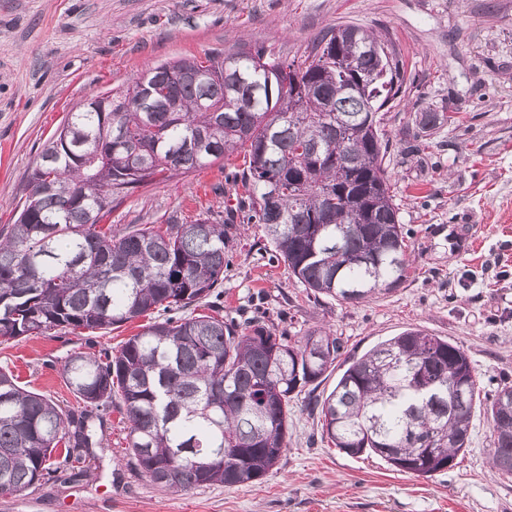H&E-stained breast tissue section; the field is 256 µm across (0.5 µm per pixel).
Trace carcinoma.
<instances>
[{
    "instance_id": "1",
    "label": "carcinoma",
    "mask_w": 512,
    "mask_h": 512,
    "mask_svg": "<svg viewBox=\"0 0 512 512\" xmlns=\"http://www.w3.org/2000/svg\"><path fill=\"white\" fill-rule=\"evenodd\" d=\"M382 36L328 30L303 60L240 47L181 59L217 74L144 71L165 95L134 83L110 112L81 108L46 143L15 223L0 229V345L48 331L120 326L159 309L206 313L141 326L113 355L71 353L63 374L80 409L63 411L0 369V496L60 469L90 472L89 422L112 407L129 427L131 469L174 493L261 479L288 448V418L304 397L321 437L351 456L431 477L455 466L480 401L463 349L407 330L359 357L322 329L292 336L256 315L239 323L210 302L224 284L233 225L138 224L114 232L112 203L160 179L244 150L239 211L262 224L307 297L359 303L399 288L412 268L385 167L379 112L400 99L405 63L372 51ZM178 111H167L169 102ZM421 133L455 122L422 112ZM345 366L328 394L316 390ZM489 464L512 477V385L485 399Z\"/></svg>"
}]
</instances>
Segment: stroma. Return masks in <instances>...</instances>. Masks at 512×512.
Returning a JSON list of instances; mask_svg holds the SVG:
<instances>
[{
    "instance_id": "35a3bbf8",
    "label": "stroma",
    "mask_w": 512,
    "mask_h": 512,
    "mask_svg": "<svg viewBox=\"0 0 512 512\" xmlns=\"http://www.w3.org/2000/svg\"><path fill=\"white\" fill-rule=\"evenodd\" d=\"M339 24L389 29L408 66L406 94L384 115L388 174L414 259L400 288L359 304L309 301L287 266L270 262L263 226L235 214L238 155L138 189L103 222L121 230L172 216L233 219L225 316L241 322L260 308L294 333L326 327L358 355L419 328L463 348L482 391L512 383V0H0V227L14 222L38 154L86 96L122 89L150 64L241 45L299 58ZM441 108L461 122L411 151L416 116ZM137 331L132 321L27 336L0 345V367L74 410L67 356L119 351ZM126 434L118 410L107 411L92 475L0 497V512H512V478L489 468L480 409L458 465L428 479L323 441L319 417L301 401L278 466L243 486L157 487L131 470Z\"/></svg>"
}]
</instances>
